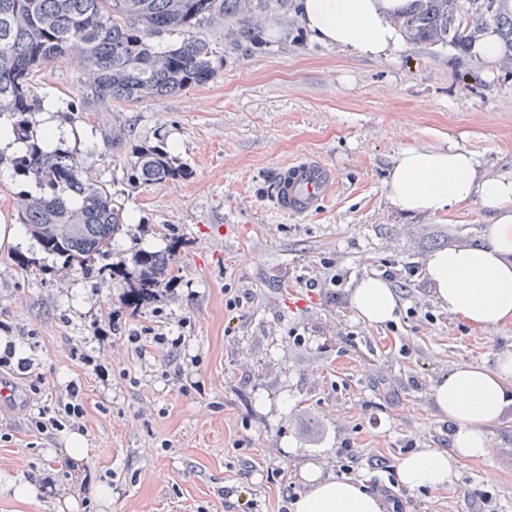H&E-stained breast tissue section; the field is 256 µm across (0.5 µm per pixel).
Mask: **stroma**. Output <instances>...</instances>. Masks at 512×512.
<instances>
[{"instance_id": "obj_1", "label": "stroma", "mask_w": 512, "mask_h": 512, "mask_svg": "<svg viewBox=\"0 0 512 512\" xmlns=\"http://www.w3.org/2000/svg\"><path fill=\"white\" fill-rule=\"evenodd\" d=\"M257 31L245 51L210 31L220 51L215 80L139 103L87 97L88 76L74 60L41 72L37 93L58 110L35 113L36 130L52 121L58 147L125 204L130 231L113 240L110 260L174 252L178 285L137 316L122 314L103 349L94 331L124 281L62 270L26 233L0 243V337L12 338L17 357L34 358L45 380L36 394L21 372L0 375L14 393L0 398V474L34 482L69 455L77 434L95 478L85 503L39 492L24 502L0 489V512H242L245 498L277 512L282 491L302 493L312 472L370 485L384 512L388 490L403 512H512V416L488 428L490 457L460 461L452 485L397 482L405 456L451 447L433 385L460 364L493 367L512 350V322L471 328L420 275L434 251L482 242L479 205L404 216L386 184L401 149L451 142L483 169L512 171V71L407 39L390 57L362 58L312 39L292 2ZM116 129L126 135L118 149ZM160 142L189 177L128 182L131 146ZM305 157L334 168L337 187L315 210L281 212L280 172ZM327 259L340 286L305 288ZM388 266L415 270L397 291L400 316L362 321L351 291ZM228 288L249 290L250 301L226 311ZM156 325L182 337L177 350L140 359L122 346V336ZM294 328L306 340L298 358ZM75 347L99 351L108 380L72 360ZM72 382L84 429L32 433L28 418ZM349 437L362 453L346 471L338 456ZM375 454L391 472L373 465Z\"/></svg>"}]
</instances>
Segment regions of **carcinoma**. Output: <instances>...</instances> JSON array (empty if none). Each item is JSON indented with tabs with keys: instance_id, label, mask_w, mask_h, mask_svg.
Segmentation results:
<instances>
[{
	"instance_id": "obj_1",
	"label": "carcinoma",
	"mask_w": 512,
	"mask_h": 512,
	"mask_svg": "<svg viewBox=\"0 0 512 512\" xmlns=\"http://www.w3.org/2000/svg\"><path fill=\"white\" fill-rule=\"evenodd\" d=\"M273 0H0V115L12 117L10 133L24 144L13 155L0 151L38 192L18 198L16 216L44 252L62 268L89 269L125 233L127 215L110 185L86 174L75 153L45 149L30 117L41 109L38 73L73 58L89 77V94L102 102L161 97L213 80L216 48L196 35L212 26L245 48L255 41L258 16ZM397 23L415 43L465 50L489 29L501 39L502 65L512 69V0H407ZM179 40L164 49L153 42ZM162 144L132 150L128 180L159 184L183 177ZM133 272L114 263L110 275H125L138 292L172 274V258L139 250Z\"/></svg>"
}]
</instances>
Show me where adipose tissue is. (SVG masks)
Here are the masks:
<instances>
[{
    "label": "adipose tissue",
    "instance_id": "adipose-tissue-1",
    "mask_svg": "<svg viewBox=\"0 0 512 512\" xmlns=\"http://www.w3.org/2000/svg\"><path fill=\"white\" fill-rule=\"evenodd\" d=\"M404 5V0H297L316 39L371 58L398 48L395 18ZM387 184L391 205L406 214L434 216L473 202L481 205L483 243L431 254L424 276L441 306L471 327L512 322V171L487 173L473 153L453 144L408 147L396 155ZM350 303L360 319L374 324L394 320L399 309L392 288L374 275L359 280ZM432 399L454 426L452 448L404 457L397 474L411 489L442 488L455 478L457 461L490 456L486 427L512 414V352L501 355L492 369L457 366L434 385ZM294 512H380V505L361 483L313 477L296 498Z\"/></svg>",
    "mask_w": 512,
    "mask_h": 512
}]
</instances>
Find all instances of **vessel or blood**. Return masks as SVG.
Segmentation results:
<instances>
[{
  "label": "vessel or blood",
  "instance_id": "obj_1",
  "mask_svg": "<svg viewBox=\"0 0 512 512\" xmlns=\"http://www.w3.org/2000/svg\"><path fill=\"white\" fill-rule=\"evenodd\" d=\"M336 185V172L323 162L307 158L285 167L275 201L285 212L305 213L327 197Z\"/></svg>",
  "mask_w": 512,
  "mask_h": 512
}]
</instances>
